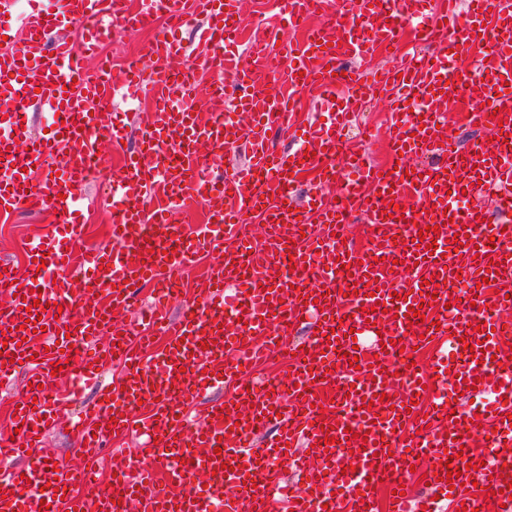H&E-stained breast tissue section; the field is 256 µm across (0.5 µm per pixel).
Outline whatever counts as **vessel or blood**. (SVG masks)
<instances>
[{
	"instance_id": "vessel-or-blood-1",
	"label": "vessel or blood",
	"mask_w": 512,
	"mask_h": 512,
	"mask_svg": "<svg viewBox=\"0 0 512 512\" xmlns=\"http://www.w3.org/2000/svg\"><path fill=\"white\" fill-rule=\"evenodd\" d=\"M12 4L0 0V211L44 207L54 211L60 229L31 243L23 270L0 264V383L19 375L27 382L14 412L21 430L0 439V456L31 457L26 466L0 470V512H39L43 505L49 512H128L133 506L140 512H279L283 503L289 512H377L374 490L383 481L392 491L389 512H512L507 480L496 466L477 464L472 438L480 422L492 428L496 447L512 448V358L502 344L512 336V320L504 316L512 300L494 294L512 284V165L505 161L512 154V0H484L461 22L457 0L425 16L415 0H338L332 11L327 0H282L291 26L307 27L306 38L276 58L255 48L241 67L230 51L239 31L237 0H148L136 13L126 0H29L31 11L17 30L5 22ZM159 13L178 25L203 18L197 34L211 51L209 70L220 76L237 67L234 106L215 101L207 117H199L184 101L185 85L172 78L170 62L183 55V46L168 38L149 46L160 64L151 82L154 112L125 173L108 187L116 245L89 258L108 284L100 302L90 290L74 295L69 246L82 236L83 210L95 204L83 187L102 142L121 145L129 131L122 119L89 104L105 103L118 87L139 93L142 77L135 66L88 69L85 57L110 26L136 31ZM412 22L438 53L381 70L374 83L397 94L393 151L427 163L390 171L350 153L345 165L354 176L329 200L323 188L336 175L326 160L363 100L325 101L323 121L292 151L279 153L270 134L287 125L292 104L255 80L253 70L270 75L285 65L297 88L327 94L336 83V61L361 62L389 50ZM69 27L79 29L83 52L64 37ZM485 44L492 76L455 66V58ZM487 83L494 97L466 118L491 140L455 147L444 137V114ZM33 101L52 115L47 133L27 126ZM243 112L250 117L245 129L238 120ZM174 138L184 146L175 171L165 160ZM241 139L249 163L224 173V148ZM306 171L315 172L316 182L297 207L291 188ZM461 194L473 205L455 203ZM156 195L166 206L144 207V199ZM487 199L501 215L497 224L486 221ZM186 200L206 210V223L181 226L176 205ZM255 213L264 221L261 252L243 233L246 216ZM352 215L368 228L367 252L337 231ZM414 223L429 226V233L412 232ZM301 224L311 230L297 246L292 239ZM452 240L457 249H449ZM220 244L224 261L204 281L200 300L170 319L176 272L198 247ZM397 254L414 269L398 289ZM244 266L249 277H238ZM146 283L158 295L157 306L142 314L139 328L114 323V312L131 307L136 287ZM310 319L313 336L289 345L288 327ZM158 330L166 349L142 361L139 347ZM403 336L415 346L425 339L445 338L455 347L464 341L473 351L460 365L441 353L429 368L394 369L389 361ZM364 337L370 350L359 347ZM96 341L102 347L90 364L82 349ZM282 352L291 363L279 383L240 388L202 419H189L170 400V384L197 395ZM348 356L357 366H344ZM115 359L126 370L112 390L109 414L94 407L72 422L83 466L48 471L39 451L50 429L69 420L65 401L47 387L51 368L63 367L81 383ZM161 379L166 385L157 400L134 417L130 408L144 399L145 384ZM430 379L464 393L469 409L452 411L447 394L426 389ZM486 397L492 408L478 407ZM416 401L424 410L413 409ZM100 419L139 442L136 456L124 458L109 479L97 464L102 438L94 423ZM267 427L275 430L269 440L245 446V437ZM347 443L353 451L342 467L336 447ZM285 459L297 482L283 477ZM416 462L427 463L435 499L410 495L406 475ZM325 479L336 485V495L320 492ZM474 484L479 492L472 495Z\"/></svg>"
}]
</instances>
